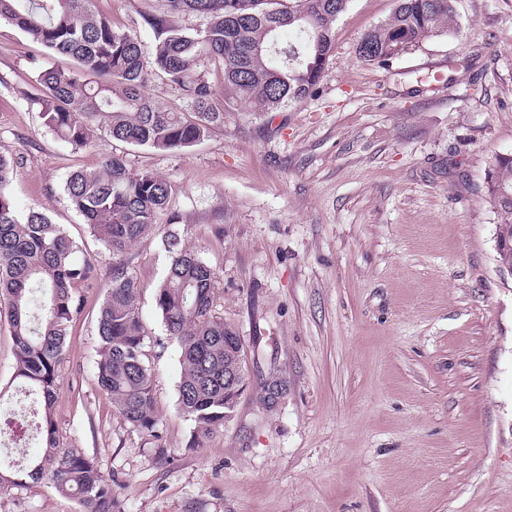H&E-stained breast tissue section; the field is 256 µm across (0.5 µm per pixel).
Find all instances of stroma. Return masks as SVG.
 <instances>
[{
  "label": "stroma",
  "mask_w": 512,
  "mask_h": 512,
  "mask_svg": "<svg viewBox=\"0 0 512 512\" xmlns=\"http://www.w3.org/2000/svg\"><path fill=\"white\" fill-rule=\"evenodd\" d=\"M395 7L350 0L315 95L268 114L227 98L223 127L180 152L103 137L73 149L40 118L34 72L54 58L0 22L10 195L98 273L58 369V436L116 481L121 512H512V274L483 190L491 156L512 154V0H455L457 33L388 69L360 60V40ZM92 8L152 48L147 0ZM112 153L169 181L175 230L217 274L219 311L243 341L248 385L200 448L156 308L170 262L160 234L123 260L139 284L161 444L97 382L115 258L64 186ZM273 377L286 391L268 410ZM0 512L79 506L43 484L9 486Z\"/></svg>",
  "instance_id": "1"
}]
</instances>
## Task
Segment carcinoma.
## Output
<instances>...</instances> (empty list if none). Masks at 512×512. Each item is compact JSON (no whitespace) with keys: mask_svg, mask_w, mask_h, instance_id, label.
Returning <instances> with one entry per match:
<instances>
[{"mask_svg":"<svg viewBox=\"0 0 512 512\" xmlns=\"http://www.w3.org/2000/svg\"><path fill=\"white\" fill-rule=\"evenodd\" d=\"M92 0H0V21L22 31L58 59L35 82L45 126L75 148L97 135L158 151H181L224 125V93L278 112L315 94L333 52L335 25L350 0H154L141 14L156 44L146 56L131 34L95 14ZM195 16L201 29L180 19ZM458 29L454 0H397L392 15L357 47L365 62L388 66L424 41ZM292 39H282L285 32ZM224 72V90L209 80ZM160 76L186 100L192 117L160 107L146 94ZM17 161L0 154V303L15 347V379L41 410L36 421L0 413V436L39 431L42 450L18 469H3L5 484L46 482L76 499L81 512H120L112 478L75 448L60 446L54 418L57 369L71 323L84 310L85 294L98 287L94 265L80 260V246L40 209L18 210L10 200ZM485 197L496 215V237L512 244V155L490 158ZM65 191L90 234L114 256L157 231L168 205L167 180L132 174L123 157L107 155L93 170H76ZM171 254L156 306L167 335L181 350L177 404L193 423L191 447L224 425V368L243 356L236 330L216 313L214 271L172 234L162 237ZM138 283L127 266L112 268L97 320L98 385L132 428L157 440L153 373L145 363L146 334L139 317Z\"/></svg>","mask_w":512,"mask_h":512,"instance_id":"cac0c4a2","label":"carcinoma"}]
</instances>
